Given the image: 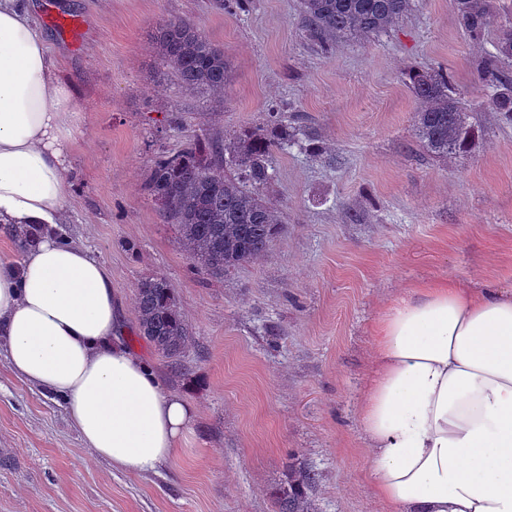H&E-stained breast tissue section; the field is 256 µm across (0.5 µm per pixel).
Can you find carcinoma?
<instances>
[{"mask_svg": "<svg viewBox=\"0 0 512 512\" xmlns=\"http://www.w3.org/2000/svg\"><path fill=\"white\" fill-rule=\"evenodd\" d=\"M452 4L460 28L474 41L483 38L493 16L491 0ZM409 6L410 0H300V27L327 52L340 38L361 40L388 31ZM153 45L182 91L204 93L212 108L224 109V86L230 78L224 49L183 19L159 23ZM500 57H512V33L498 40L495 53L481 67L490 106L512 122V75L498 69ZM407 77L423 104L415 116L419 141L438 156L469 152L475 141L471 109L457 95L448 72L440 67L414 69ZM295 145L312 153L320 150L313 138L300 137V130L288 125L281 113L267 112L260 126L190 139L181 149L155 157L145 192L163 220L176 226L179 246L196 268L222 277L264 254L282 224L279 210L264 195L274 180V153ZM137 309L139 335L181 368L192 332L164 276L140 282ZM316 480L312 469L290 468L273 492L277 512H311Z\"/></svg>", "mask_w": 512, "mask_h": 512, "instance_id": "carcinoma-1", "label": "carcinoma"}]
</instances>
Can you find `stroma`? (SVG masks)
Listing matches in <instances>:
<instances>
[{
	"mask_svg": "<svg viewBox=\"0 0 512 512\" xmlns=\"http://www.w3.org/2000/svg\"><path fill=\"white\" fill-rule=\"evenodd\" d=\"M483 40L451 0H412L388 32L322 52L299 0H33L34 21L75 89L62 236L112 275L129 343L196 409L187 438L133 475L85 448L62 401L18 377L0 339V512H277L289 463L319 473L313 512H386L367 477L359 406L382 311L451 280L512 292V124L488 106L479 68L512 31L492 0ZM78 19L76 39L47 18ZM194 21L231 65L224 110L182 94L151 35ZM450 72L482 140L436 157L417 139L412 69ZM183 116L168 124L170 108ZM314 132L321 156L276 154L265 196L282 217L257 260L221 278L196 271L144 191L155 155L189 139L261 125L268 110ZM164 275L192 328L181 369L138 334L135 290Z\"/></svg>",
	"mask_w": 512,
	"mask_h": 512,
	"instance_id": "stroma-1",
	"label": "stroma"
}]
</instances>
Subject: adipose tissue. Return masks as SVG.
<instances>
[{"label": "adipose tissue", "mask_w": 512, "mask_h": 512, "mask_svg": "<svg viewBox=\"0 0 512 512\" xmlns=\"http://www.w3.org/2000/svg\"><path fill=\"white\" fill-rule=\"evenodd\" d=\"M73 99L30 7L0 0V229L38 231L0 262V338L86 448L142 474L175 456L194 410L122 342L106 265L59 235ZM375 335L359 417L379 498L392 512H512V293L429 283Z\"/></svg>", "instance_id": "ef3b65f1"}]
</instances>
